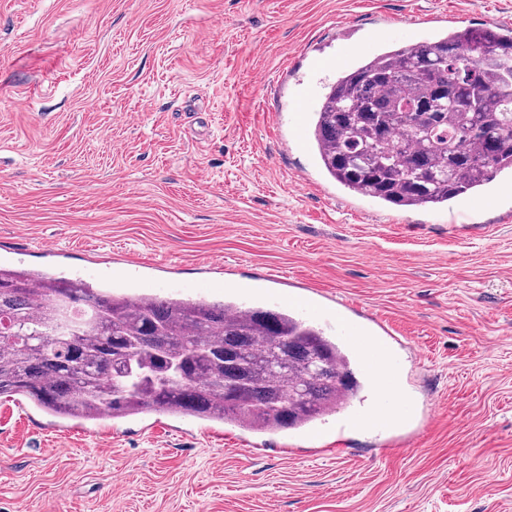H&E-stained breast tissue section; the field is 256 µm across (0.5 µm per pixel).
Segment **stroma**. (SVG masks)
<instances>
[{"label":"stroma","mask_w":512,"mask_h":512,"mask_svg":"<svg viewBox=\"0 0 512 512\" xmlns=\"http://www.w3.org/2000/svg\"><path fill=\"white\" fill-rule=\"evenodd\" d=\"M440 14L512 28V0H0L1 266L342 298L396 327L416 406L324 455L298 431L2 399L0 512H512V183L463 200L464 227L352 195L291 143L337 27L420 39Z\"/></svg>","instance_id":"stroma-1"}]
</instances>
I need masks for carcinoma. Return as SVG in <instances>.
I'll return each instance as SVG.
<instances>
[{"label": "carcinoma", "instance_id": "carcinoma-1", "mask_svg": "<svg viewBox=\"0 0 512 512\" xmlns=\"http://www.w3.org/2000/svg\"><path fill=\"white\" fill-rule=\"evenodd\" d=\"M312 126L323 169L401 209L443 207L512 176V37L453 31L363 58ZM161 298L0 266V399L64 419L187 414L252 433L351 406L356 357L287 308Z\"/></svg>", "mask_w": 512, "mask_h": 512}]
</instances>
